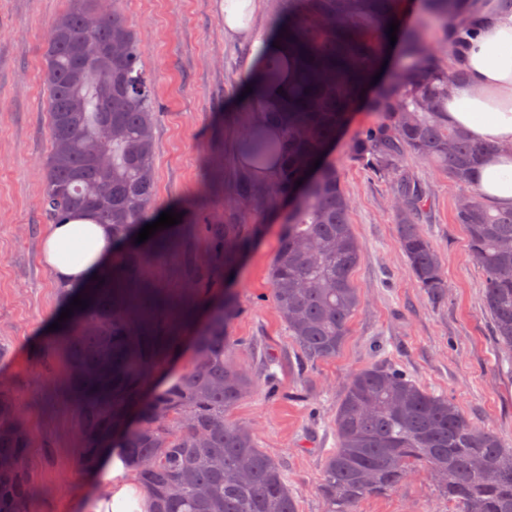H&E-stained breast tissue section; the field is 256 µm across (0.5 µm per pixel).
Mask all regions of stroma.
Instances as JSON below:
<instances>
[{
	"label": "stroma",
	"instance_id": "obj_1",
	"mask_svg": "<svg viewBox=\"0 0 512 512\" xmlns=\"http://www.w3.org/2000/svg\"><path fill=\"white\" fill-rule=\"evenodd\" d=\"M75 0H0V387L20 409L31 446L26 475L37 490L29 512H79L94 485L77 457L78 408L65 390L67 354L50 327L63 294L43 261L49 226L41 209L44 162L51 149L46 39ZM150 47L142 58L158 106L152 217L172 210L173 246L150 262L146 278L175 290L205 264L204 224L257 231L254 249L225 286L236 305L227 327L232 357L256 386L226 414L246 426L278 462L298 512H327L317 492L326 455L336 446V407L354 373L381 363L456 403L477 427L512 447V363L500 352L483 305L484 275L455 221L463 186L410 158L407 168L428 188L422 229L447 282L441 298L420 288L402 252L387 180L353 160L354 140L372 114L357 107L327 155L351 198V223L362 249L352 278L361 302L336 357L306 364L272 296L269 268L288 214L244 216L233 190L244 167L237 141L255 112L227 104L241 86L252 45L224 33L223 0H117ZM438 492L429 471L372 495L359 512H429Z\"/></svg>",
	"mask_w": 512,
	"mask_h": 512
}]
</instances>
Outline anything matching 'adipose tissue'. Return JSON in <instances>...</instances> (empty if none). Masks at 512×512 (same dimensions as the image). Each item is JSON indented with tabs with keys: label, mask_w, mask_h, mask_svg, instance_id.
<instances>
[{
	"label": "adipose tissue",
	"mask_w": 512,
	"mask_h": 512,
	"mask_svg": "<svg viewBox=\"0 0 512 512\" xmlns=\"http://www.w3.org/2000/svg\"><path fill=\"white\" fill-rule=\"evenodd\" d=\"M260 9L259 0H224V31L252 41L255 62L243 83L273 103L280 94L265 85L263 71L278 50L271 38L254 28ZM459 40L450 66L463 71L464 77L448 88L446 118L472 140L492 146L474 184L489 201L512 209V6L490 11L476 34L461 33ZM120 249L111 225L75 219L50 226L43 258L60 287L83 290L92 285L94 276L111 272ZM92 478L101 491L81 500V512H150L149 499L120 449H107Z\"/></svg>",
	"instance_id": "ef3b65f1"
}]
</instances>
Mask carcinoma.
<instances>
[{"label": "carcinoma", "instance_id": "cac0c4a2", "mask_svg": "<svg viewBox=\"0 0 512 512\" xmlns=\"http://www.w3.org/2000/svg\"><path fill=\"white\" fill-rule=\"evenodd\" d=\"M78 2L54 21L56 38L45 53L52 148L41 207L52 224L88 219L112 225V235L124 239L131 228L152 222L156 108L139 68L141 42L123 14L103 0ZM418 2L441 22L450 49L458 27L487 16L484 0ZM411 3L290 0L287 18L274 30L287 54L270 61L267 79L276 83L291 68L295 77L278 103L254 98L259 113L278 126V137L253 133L242 144L243 158L254 165L271 157L280 168L268 181L241 177L234 194L247 212L290 208L269 277L288 335L310 362L336 356L360 305L351 277L362 256L351 199L325 162L353 108L365 104L375 122L353 142L352 156L389 179L400 247L419 286L434 298L447 283L421 227L428 192L405 160L419 157L471 187L474 168L491 151L448 125V81L463 73L448 71V62L415 30L396 31L403 63L389 86L365 98L389 53L387 26ZM89 14L98 17L94 28L84 24ZM111 46L121 52L107 55ZM106 125L111 135L104 138ZM455 213L485 275L493 336L512 354V210L471 195ZM204 228L211 260L194 270L189 287L170 294L144 280L149 251L163 252L166 240L131 243L112 276L93 289V303L74 308L58 329L79 407L84 446L77 454L91 469L104 449H124L152 512H297L280 466L250 430L224 418L255 385L227 358L232 303L193 336L196 355L186 368L154 381L179 354L196 302L223 291L218 270L231 272L253 244L235 224ZM335 426L336 448L317 487L327 512H357L366 497L404 484L418 465L432 472L438 495L455 512H512V448L399 369L375 365L355 373ZM29 443L20 410L1 389L0 459L13 467L0 470V512H27L34 497L25 476Z\"/></svg>", "mask_w": 512, "mask_h": 512}]
</instances>
